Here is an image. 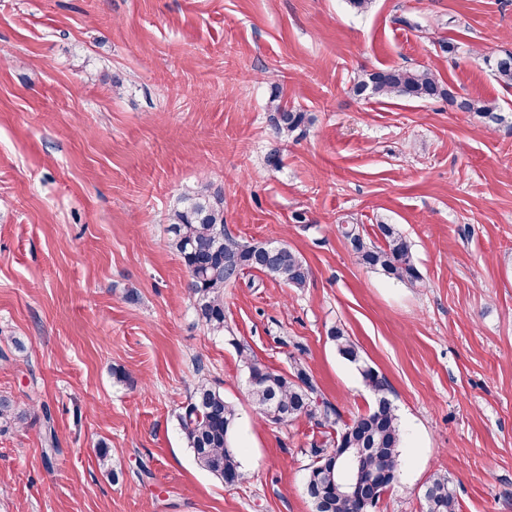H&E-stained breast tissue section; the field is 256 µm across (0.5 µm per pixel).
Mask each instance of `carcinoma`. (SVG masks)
I'll return each mask as SVG.
<instances>
[{"instance_id":"cac0c4a2","label":"carcinoma","mask_w":512,"mask_h":512,"mask_svg":"<svg viewBox=\"0 0 512 512\" xmlns=\"http://www.w3.org/2000/svg\"><path fill=\"white\" fill-rule=\"evenodd\" d=\"M499 81L512 88V52L494 61ZM357 96H399L427 101L446 98L455 101L451 87L431 70L396 66L368 74L355 82ZM459 108L473 112L486 123H499L502 116L496 107L479 100L464 98ZM274 128L288 136L308 121L307 113L292 110L281 103L273 105ZM382 243L366 242L354 224L341 226L358 261L390 279L415 284L420 275L409 239L393 224L377 225ZM170 244L179 254L189 275L186 285L194 298L199 321L213 334L221 336L227 328L224 312V288L247 272H261L291 288L302 290L311 279L305 259L285 244L274 253L267 251L269 242H250L228 233L224 226V197L220 190L204 185L181 198V206L170 224ZM338 354L354 365L375 401L369 410L351 422L341 421L338 409L324 400L312 376L301 364H294L291 375L279 374L253 356H244L247 368V394L261 418L274 424H288L301 417L332 430L330 448L313 449L304 484L316 485L328 501L313 512H374L382 495L397 480L400 469L402 431L394 407L387 396L386 380L368 365L359 345L340 326L328 331ZM27 420V413L17 402L0 395V433H6ZM187 447L195 461L226 485H236L244 478L239 449L233 446L237 413L224 400V394L208 380H200L190 401L178 415ZM368 448L362 462V482L373 490L362 495H347L338 485L337 468L345 464L344 449ZM426 512H459V502L448 479L437 477L427 486Z\"/></svg>"}]
</instances>
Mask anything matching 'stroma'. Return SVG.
Wrapping results in <instances>:
<instances>
[{
	"instance_id": "1",
	"label": "stroma",
	"mask_w": 512,
	"mask_h": 512,
	"mask_svg": "<svg viewBox=\"0 0 512 512\" xmlns=\"http://www.w3.org/2000/svg\"><path fill=\"white\" fill-rule=\"evenodd\" d=\"M510 51L512 0H0V395L30 412L0 433V512H312L324 429L263 422L238 348L281 374L302 363L347 421L374 396L328 338L337 324L403 431L376 512H424L436 476L460 512H512V88L492 69ZM406 65L502 122L350 91ZM275 97L309 117L285 141ZM202 184L233 235L312 271L301 290L241 276L220 336L167 245ZM383 223L410 240L420 284L358 264L337 230L370 241ZM202 379L237 412L234 486L179 428Z\"/></svg>"
}]
</instances>
